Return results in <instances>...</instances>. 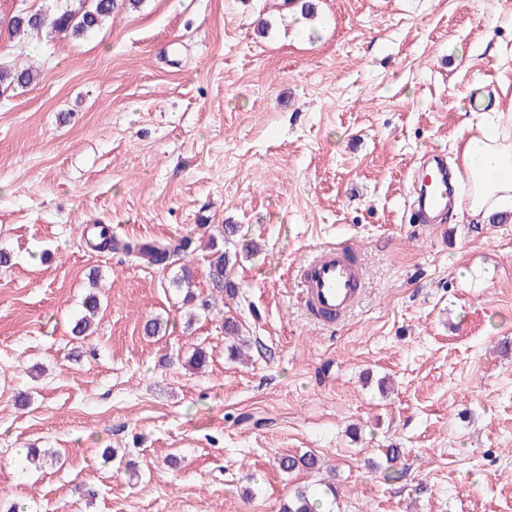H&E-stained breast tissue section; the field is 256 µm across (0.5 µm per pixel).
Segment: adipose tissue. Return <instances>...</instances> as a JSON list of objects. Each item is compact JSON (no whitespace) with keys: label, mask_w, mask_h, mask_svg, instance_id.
<instances>
[{"label":"adipose tissue","mask_w":512,"mask_h":512,"mask_svg":"<svg viewBox=\"0 0 512 512\" xmlns=\"http://www.w3.org/2000/svg\"><path fill=\"white\" fill-rule=\"evenodd\" d=\"M455 152L464 188L453 215L482 223L511 216L512 109L496 113L491 128L463 126Z\"/></svg>","instance_id":"obj_1"}]
</instances>
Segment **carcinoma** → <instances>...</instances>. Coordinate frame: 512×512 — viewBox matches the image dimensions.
<instances>
[{
  "instance_id": "cac0c4a2",
  "label": "carcinoma",
  "mask_w": 512,
  "mask_h": 512,
  "mask_svg": "<svg viewBox=\"0 0 512 512\" xmlns=\"http://www.w3.org/2000/svg\"><path fill=\"white\" fill-rule=\"evenodd\" d=\"M140 2L141 0H81V7L78 10L65 7L53 15L41 11L21 12L10 18L7 31L12 38L37 35L46 29L69 37H80L101 26L103 21L112 16V12L117 8L123 5L135 7ZM35 78L36 75L27 68L0 67V87L23 88L31 84ZM108 241L111 250L120 251L128 257L159 266L172 264L175 257L189 248L187 242L178 245L156 241L127 240L119 242L111 237L108 238ZM230 264L229 252L220 254L212 264L210 279L212 287L232 295L235 285L229 279ZM98 306L99 301L96 296L90 295L86 298L84 308L87 314L75 321L71 329L73 336L79 338L87 335L92 325L91 315L98 309ZM277 464L280 470L292 472L299 467L315 469L319 465V460L311 454L299 458L283 456L278 458ZM321 507H323L322 498L299 490L288 499V502L283 504L281 512H317Z\"/></svg>"
}]
</instances>
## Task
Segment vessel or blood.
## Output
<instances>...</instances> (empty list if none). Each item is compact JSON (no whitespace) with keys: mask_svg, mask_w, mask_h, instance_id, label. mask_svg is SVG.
Listing matches in <instances>:
<instances>
[{"mask_svg":"<svg viewBox=\"0 0 512 512\" xmlns=\"http://www.w3.org/2000/svg\"><path fill=\"white\" fill-rule=\"evenodd\" d=\"M455 187L448 176V164L431 156L427 172L414 189L415 219L420 224L437 223L448 208ZM301 298L314 317H339L349 312L364 286L363 271L345 248H322L300 269Z\"/></svg>","mask_w":512,"mask_h":512,"instance_id":"b4317fda","label":"vessel or blood"}]
</instances>
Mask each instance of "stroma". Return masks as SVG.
<instances>
[{
	"instance_id": "obj_1",
	"label": "stroma",
	"mask_w": 512,
	"mask_h": 512,
	"mask_svg": "<svg viewBox=\"0 0 512 512\" xmlns=\"http://www.w3.org/2000/svg\"><path fill=\"white\" fill-rule=\"evenodd\" d=\"M315 3L142 0L79 39L0 35V65L39 73L0 92V506L280 512L331 480L333 512H512V220L412 217L460 113L512 108V0ZM99 225L191 240L210 310L181 267L90 247ZM211 238L235 295L212 289ZM336 245L366 288L326 326L296 275ZM30 446L59 458L22 468ZM307 451L319 471L275 464Z\"/></svg>"
}]
</instances>
